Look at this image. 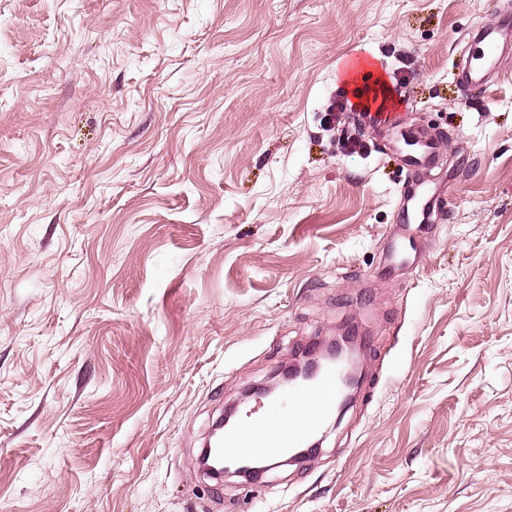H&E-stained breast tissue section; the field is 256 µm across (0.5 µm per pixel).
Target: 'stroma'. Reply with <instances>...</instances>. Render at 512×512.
Returning <instances> with one entry per match:
<instances>
[{"label": "stroma", "mask_w": 512, "mask_h": 512, "mask_svg": "<svg viewBox=\"0 0 512 512\" xmlns=\"http://www.w3.org/2000/svg\"><path fill=\"white\" fill-rule=\"evenodd\" d=\"M503 0H0V512H512ZM366 53L442 142L446 205L381 274L406 173L325 110ZM358 322L368 380L305 462L196 471L225 406ZM505 34L512 37L510 1H505L501 13L490 17L471 32L475 51L460 64L456 74V82L463 95L468 96L476 90L486 88L492 82L502 55L499 52L500 39Z\"/></svg>", "instance_id": "obj_1"}]
</instances>
